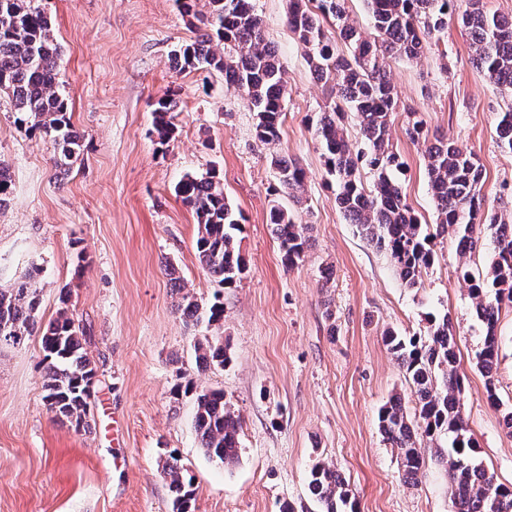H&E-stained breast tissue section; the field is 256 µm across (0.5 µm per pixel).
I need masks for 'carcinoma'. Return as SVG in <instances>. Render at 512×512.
<instances>
[{
  "instance_id": "carcinoma-1",
  "label": "carcinoma",
  "mask_w": 512,
  "mask_h": 512,
  "mask_svg": "<svg viewBox=\"0 0 512 512\" xmlns=\"http://www.w3.org/2000/svg\"><path fill=\"white\" fill-rule=\"evenodd\" d=\"M348 0H288L287 23L305 49L310 70L323 84L329 103L315 126L314 138L326 173L336 185V203L350 223L384 252L404 287L421 286L422 270L434 261L435 235L420 221L395 182L392 172L402 166L393 150L391 116L397 99L389 80L387 60H416L431 49L436 34L448 26L451 0H365L373 36L357 30L346 7ZM208 14L198 16L199 33L171 54L172 67L214 70L237 91L256 116L255 137L262 143L279 139L287 94L285 68L264 38L262 20L253 0H208ZM468 32L471 62L499 88L512 91V21L484 9L483 0H469L460 15ZM348 45L338 48L336 38ZM56 42L49 18L26 0H0V92L13 104L16 122L47 139L54 147V167L70 171L81 148L68 100L59 89ZM175 102L162 97L154 104L160 144L171 134L169 113ZM358 120L364 148L352 152L345 111ZM408 133L424 147L429 189L441 232L457 242L462 279L474 313L483 328L475 352L484 372L487 398L502 410V425L512 434V406L496 393L492 377L499 358L497 322L502 305L512 306V216L489 210L481 194L483 173L476 157L439 133L424 131L416 113H408ZM499 146L512 153V108L499 113L495 126ZM271 165L279 174L281 191L301 202L307 174L293 159L275 155ZM374 176L373 189L360 182L359 166ZM11 190L9 166L0 162V207ZM175 192L195 215L196 251L200 264L222 288L243 279L247 265L240 252L242 215L224 195L214 175H185ZM269 223L279 245L282 263L292 268L309 246L307 225L297 223L281 203L271 206ZM490 234L493 257L485 270L470 265L483 236ZM29 273L15 287L0 289V344H18L41 331L45 370V400L56 415L75 429L89 426L95 362L84 351L83 328L63 309L45 327L38 326L35 276ZM180 294L176 311L187 323L219 324L224 320L223 292L205 306L184 292L179 278L171 279ZM384 343L402 368L414 402L409 419L401 398L395 397L378 413L384 439L397 449L402 477L416 481L422 466L421 448L448 472L452 512H512V489L495 482L478 457L475 440L461 414L462 379L458 372L454 326L448 314L432 316L427 336L403 337L393 331ZM197 371L224 366L229 347L221 336H206L195 345ZM194 392L195 431L200 448L211 460L233 465L241 451L240 416L224 392L198 389L189 379L174 394ZM172 495L173 512H194L196 488L186 468L170 454L161 465ZM308 491L320 512H347L352 490L339 473L321 462L310 470Z\"/></svg>"
}]
</instances>
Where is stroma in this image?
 <instances>
[{"label":"stroma","mask_w":512,"mask_h":512,"mask_svg":"<svg viewBox=\"0 0 512 512\" xmlns=\"http://www.w3.org/2000/svg\"><path fill=\"white\" fill-rule=\"evenodd\" d=\"M287 0H257L265 37L286 68L279 139L255 138L256 117L216 71L172 69L170 54L195 36L197 21L177 0H32L61 47V90L81 151L56 174L54 148L15 120L0 94V161L12 193L0 208V289L36 273L39 325L68 308L86 331L98 371L88 430L48 408L40 334L0 344V512H172L158 461L178 455L197 487L195 512H318L307 493L315 462L336 469L354 493L355 512H451L448 476L424 451L415 484L400 476L377 415L393 397L412 408L410 387L383 335H426L429 315L449 313L464 378V419L480 458L512 487V434L490 406L475 365L482 332L450 236L434 241L421 287H403L384 253L336 205L313 137L326 98L286 22ZM417 62L391 61L398 96L392 143L403 162L393 176L422 223L437 214L420 145L406 134L417 112L473 153L482 193L494 210L512 209V153L495 125L512 95L471 62L456 17ZM171 96L174 134L159 145L153 104ZM307 173L310 246L285 268L268 212L278 194L272 154ZM213 174L245 218L240 249L247 273L224 291L220 326L186 324L166 274L208 304L215 285L201 267L194 214L176 197L183 176ZM221 335L232 361L196 370L195 346ZM496 386L512 404V308L498 321ZM218 388L242 420L237 464L200 448L192 395H174L180 377Z\"/></svg>","instance_id":"stroma-1"}]
</instances>
